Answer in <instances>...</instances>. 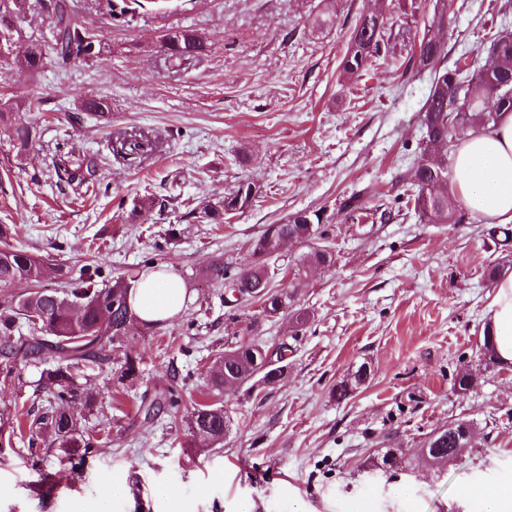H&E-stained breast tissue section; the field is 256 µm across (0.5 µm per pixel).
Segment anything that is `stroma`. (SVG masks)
Returning a JSON list of instances; mask_svg holds the SVG:
<instances>
[{"label":"stroma","mask_w":512,"mask_h":512,"mask_svg":"<svg viewBox=\"0 0 512 512\" xmlns=\"http://www.w3.org/2000/svg\"><path fill=\"white\" fill-rule=\"evenodd\" d=\"M104 48L101 57L58 68L47 55L34 74L0 58V107L39 96L26 113L37 135L20 152L0 132V224L28 251L71 276L101 267L108 280L169 266L189 298L158 332L133 328L126 351L143 359L141 379L118 382L95 369L102 406L86 427L112 443L70 471L58 451L31 456L27 439L0 454V512H169L160 484L181 489L180 512H481L458 489L475 482L512 485V364L477 362L492 287L487 273H512V242L471 213L457 224H426L407 207L421 139L429 70H404L410 41L352 82L341 60L359 14L384 10L394 28L422 31L414 0H336V23L314 25L322 0H177L168 12L139 10L112 22L106 0H67ZM512 28V0H454L444 33L449 59L475 51L488 20ZM195 30L205 54L172 61L156 40L165 30ZM109 106L83 111L84 99ZM155 144L136 160L112 156L116 136ZM92 156L90 189L58 185L60 154ZM250 182L258 196L221 224L188 220L190 210ZM151 196L163 209L141 210ZM357 197L369 215L346 218ZM322 210L335 255L326 269L305 268L288 308L263 319L260 341L287 343L288 367L271 386L224 390L232 428L221 447L195 448L183 408L130 424L141 397L183 378L184 399H201L206 377L237 329L223 289L206 271L215 257L231 268L251 262L252 243L292 213ZM375 210L390 211L375 222ZM309 322L295 327L291 312ZM369 381L339 402L331 390L360 364ZM476 377L460 394L461 367ZM24 384L0 381V413L31 405L37 368L18 362ZM454 419L478 426L471 445L440 471L369 476L378 448L412 452ZM121 480L124 497L112 495Z\"/></svg>","instance_id":"35a3bbf8"}]
</instances>
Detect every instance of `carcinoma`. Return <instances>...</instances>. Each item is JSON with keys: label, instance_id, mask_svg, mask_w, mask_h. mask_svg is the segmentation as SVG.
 Returning <instances> with one entry per match:
<instances>
[{"label": "carcinoma", "instance_id": "cac0c4a2", "mask_svg": "<svg viewBox=\"0 0 512 512\" xmlns=\"http://www.w3.org/2000/svg\"><path fill=\"white\" fill-rule=\"evenodd\" d=\"M108 5L111 17L116 20L135 14L147 2L108 0ZM46 8L53 24L54 50L59 60L83 61L101 54V50L95 49L88 28L70 12L66 0H48ZM447 24L448 0H440L427 16L422 38L413 46L406 63L418 70L433 71L430 91L422 106L421 125L427 134L422 136L416 162L418 176L410 182L408 195L414 212L427 224H457L463 220L465 212L454 191L448 157L470 134L488 129L498 122L502 113L512 112V33L505 29L491 32L482 53L473 56L464 52L448 66L445 64L448 52L442 38ZM389 40L383 12L360 14L341 61L343 74L352 78L367 71L389 53ZM159 42L169 58L178 62L208 49L195 31L186 28L166 31ZM43 58V44L32 39L27 49L15 56L14 65L20 71L35 72L42 66ZM0 124L10 130L20 150L28 148L35 137L34 128L15 112L1 111ZM153 147L151 140L132 135L112 142L113 154L127 158L146 154ZM96 170L97 162L92 157L79 160L62 157L54 165L57 179L69 184L92 183ZM254 197L251 184L241 183L223 198L208 201L192 215L202 222L222 224L225 216L243 211ZM323 223L318 210L294 212L283 224L267 225L253 243V261L249 267L232 270L220 259L210 265V279L224 284V289L232 293L239 292L248 304L260 305V313L245 318L246 326L240 332H259L261 320L279 314L297 288L294 284L289 291H271V279L282 270L278 257L272 256L275 245L288 238L313 244L322 239ZM17 280L29 281L34 288L0 305V362L4 363L0 374L5 381H12L14 371L10 362L19 355L36 364L52 360L39 379L51 391L49 407L40 412L26 411L31 452H36L41 444L46 451L61 452L74 467L97 448L107 445L80 429L79 420L93 415L97 409L84 368L109 363L115 358L120 361L119 380H134L139 376L141 358L125 350L112 353L114 340L123 334L127 324L135 321L128 303V290L135 277H120L110 286L102 281V271L95 268L73 278L63 267L14 246L11 228L0 224V288H7ZM46 280H58L60 287L41 288ZM23 325L29 329V336L17 343L13 336ZM284 352L283 346L272 353L266 345L253 339L238 341L218 357L219 364L209 378L210 389L219 392L228 382L240 387L258 380L272 385L276 382L272 374L284 361ZM477 358L486 368L499 364L492 341L486 335ZM370 375V367L360 364L336 383L332 395L338 401L349 399ZM79 400L84 401L85 414L78 416L71 409ZM174 403V393L164 391L142 400L138 414L148 420ZM186 423L189 435L202 448L220 446L230 430L224 407L216 403L195 405L187 412ZM476 428L477 423L472 420L450 421L448 426L431 431L413 457H406L399 448H383L367 458L365 468L368 473L380 476L418 466L435 467L453 457L456 449L467 443L465 433H473ZM16 434L13 418L1 415L0 451L12 447Z\"/></svg>", "mask_w": 512, "mask_h": 512}]
</instances>
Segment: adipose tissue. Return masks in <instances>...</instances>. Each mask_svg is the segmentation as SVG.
I'll return each instance as SVG.
<instances>
[{
	"mask_svg": "<svg viewBox=\"0 0 512 512\" xmlns=\"http://www.w3.org/2000/svg\"><path fill=\"white\" fill-rule=\"evenodd\" d=\"M453 181L459 199L470 209L497 223H512L511 112L458 146ZM186 295L180 275L165 266L141 275L129 291V301L140 321L159 323L181 312ZM486 318L500 360L512 363V274L498 279Z\"/></svg>",
	"mask_w": 512,
	"mask_h": 512,
	"instance_id": "adipose-tissue-1",
	"label": "adipose tissue"
}]
</instances>
